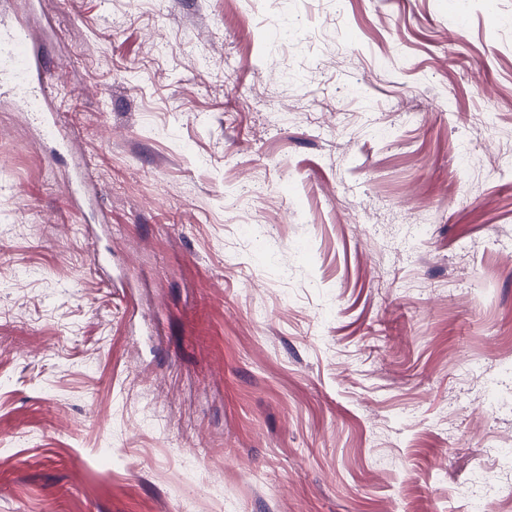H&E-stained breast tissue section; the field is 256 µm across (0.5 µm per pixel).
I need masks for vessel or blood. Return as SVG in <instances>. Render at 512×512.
I'll use <instances>...</instances> for the list:
<instances>
[{
  "label": "vessel or blood",
  "mask_w": 512,
  "mask_h": 512,
  "mask_svg": "<svg viewBox=\"0 0 512 512\" xmlns=\"http://www.w3.org/2000/svg\"><path fill=\"white\" fill-rule=\"evenodd\" d=\"M50 66V54L33 41L27 25L19 20L0 22V92L33 113L43 131L54 137L57 105L42 80Z\"/></svg>",
  "instance_id": "vessel-or-blood-1"
}]
</instances>
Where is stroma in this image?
<instances>
[{"label":"stroma","mask_w":512,"mask_h":512,"mask_svg":"<svg viewBox=\"0 0 512 512\" xmlns=\"http://www.w3.org/2000/svg\"><path fill=\"white\" fill-rule=\"evenodd\" d=\"M28 20L66 138L0 97V512H512V0Z\"/></svg>","instance_id":"35a3bbf8"}]
</instances>
